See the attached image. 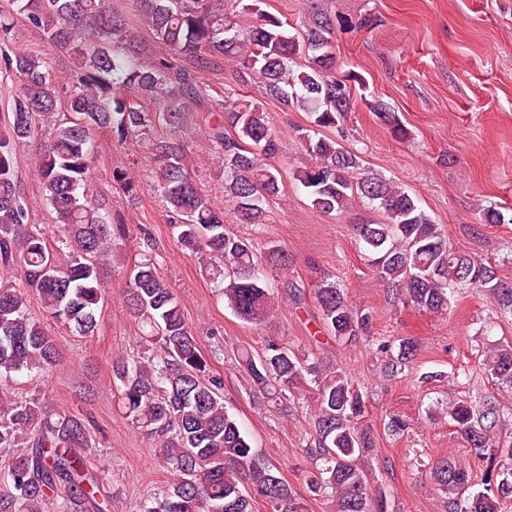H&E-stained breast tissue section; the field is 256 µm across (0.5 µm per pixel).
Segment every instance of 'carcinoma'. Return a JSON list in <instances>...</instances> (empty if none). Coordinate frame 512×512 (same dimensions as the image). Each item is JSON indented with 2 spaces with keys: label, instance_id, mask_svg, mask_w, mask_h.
<instances>
[{
  "label": "carcinoma",
  "instance_id": "obj_1",
  "mask_svg": "<svg viewBox=\"0 0 512 512\" xmlns=\"http://www.w3.org/2000/svg\"><path fill=\"white\" fill-rule=\"evenodd\" d=\"M145 25L187 65L162 59L144 64L128 50L137 47L114 0H12L0 11V71L18 80L6 115L0 117V270L14 279L0 282V374L18 373L47 380L61 361L54 334L28 312L35 296L69 332L88 337L98 327L97 310L105 291V269L128 273L125 307L157 353L113 363V379L127 418L160 445L162 464L172 476L162 498L141 503L140 512H254L255 498L273 512H304V503L255 454L237 421L224 407L221 380L209 375L180 302L157 263L123 248L131 229L111 223L102 203L88 195L99 157L98 136L109 133L123 145L147 149L177 242L205 272L224 280V299L243 321L265 325L273 309L264 267L288 271V246L272 243L257 258L252 245L226 229L224 210L202 192L191 170L187 145L178 138L155 137L165 125L181 132L205 113L208 144L224 177V201L240 224L265 221V205L280 193V169L266 160L282 147L260 104L230 96L198 72L219 55L236 65L239 81L254 82L266 97L308 113L309 129L300 143L314 162L297 171L312 206L331 214L352 200L365 199L383 221L361 224L357 232L374 256L377 275L399 288L402 303L422 312L452 308L459 293L489 294L500 308H512V281L489 261L455 250L419 200L394 181L368 173L360 157L325 134L354 108L355 73L336 66L332 43L336 24L313 10L295 32L288 22L262 9L263 0L242 5L250 17L243 26L224 8V0H138ZM43 30L50 46L69 56V80L53 74L46 59L13 42V13ZM95 40L84 41L86 33ZM374 111L397 141L407 131L382 101ZM41 138L36 171L56 224L28 222V209L15 174L16 147ZM124 196L135 198L138 181L128 170L113 173ZM313 297L325 329L338 338L366 336L373 315L357 310L344 289L327 280ZM410 337L398 340L385 372L396 376L417 356ZM482 369L494 386L512 391V344L487 349ZM241 366L261 389L269 378L287 387L313 389L314 459L321 462L309 489L331 501L333 512H378L368 492L361 458L372 442L359 432L365 413L360 391L349 377L327 373L315 358L299 356L271 343L259 358L247 353ZM445 415L487 465L484 490L472 473L449 454L431 466L430 479L457 512H505L512 502V480L499 478L512 462V443L504 448L494 430L499 405L477 406L463 398L448 401ZM0 450L8 453L0 512H111L112 499L91 467L85 421L50 414L34 399H18L0 388Z\"/></svg>",
  "mask_w": 512,
  "mask_h": 512
}]
</instances>
